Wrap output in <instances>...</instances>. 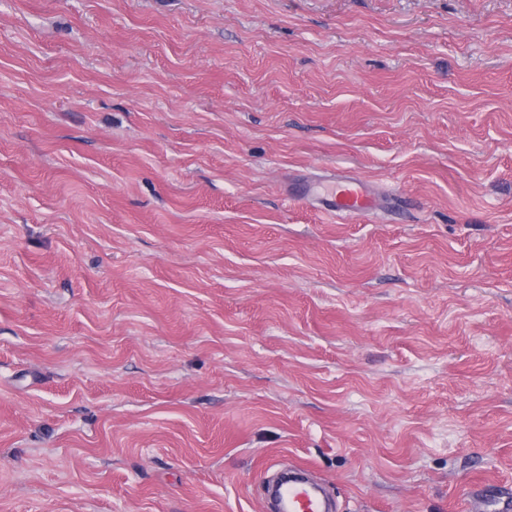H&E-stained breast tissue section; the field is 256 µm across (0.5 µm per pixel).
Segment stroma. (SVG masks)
Returning a JSON list of instances; mask_svg holds the SVG:
<instances>
[{
  "label": "stroma",
  "instance_id": "35a3bbf8",
  "mask_svg": "<svg viewBox=\"0 0 512 512\" xmlns=\"http://www.w3.org/2000/svg\"><path fill=\"white\" fill-rule=\"evenodd\" d=\"M381 198L342 218L287 191ZM512 503V0H0V512ZM332 189L319 198L322 209L331 215L357 216L380 207L379 199L366 183L353 176L339 175L329 180ZM308 470L302 466H292L288 480L281 482L285 474L276 476L271 485L265 484L267 494L277 504L278 511L288 512H332L331 501L324 488L309 480Z\"/></svg>",
  "mask_w": 512,
  "mask_h": 512
}]
</instances>
